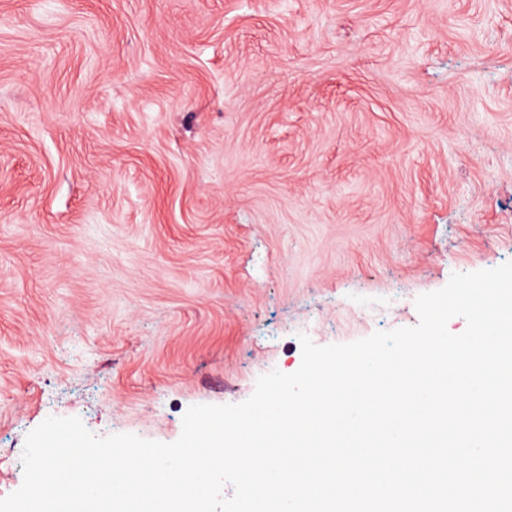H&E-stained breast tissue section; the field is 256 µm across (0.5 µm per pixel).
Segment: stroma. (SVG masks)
Wrapping results in <instances>:
<instances>
[{
	"label": "stroma",
	"instance_id": "obj_1",
	"mask_svg": "<svg viewBox=\"0 0 512 512\" xmlns=\"http://www.w3.org/2000/svg\"><path fill=\"white\" fill-rule=\"evenodd\" d=\"M508 261L512 0H0V498Z\"/></svg>",
	"mask_w": 512,
	"mask_h": 512
}]
</instances>
